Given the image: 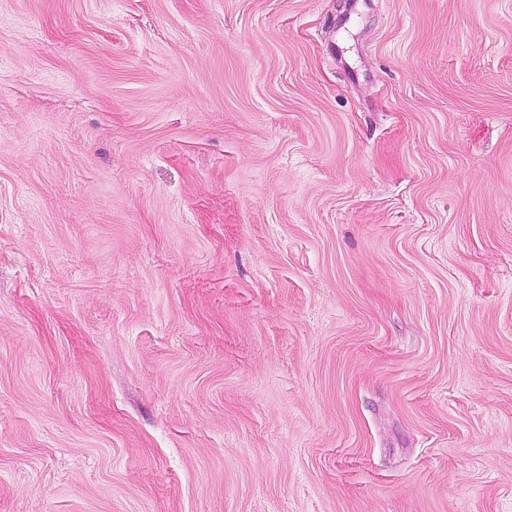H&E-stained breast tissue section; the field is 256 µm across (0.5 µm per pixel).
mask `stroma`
<instances>
[{
	"label": "stroma",
	"mask_w": 512,
	"mask_h": 512,
	"mask_svg": "<svg viewBox=\"0 0 512 512\" xmlns=\"http://www.w3.org/2000/svg\"><path fill=\"white\" fill-rule=\"evenodd\" d=\"M0 512H512V0H0Z\"/></svg>",
	"instance_id": "1"
}]
</instances>
